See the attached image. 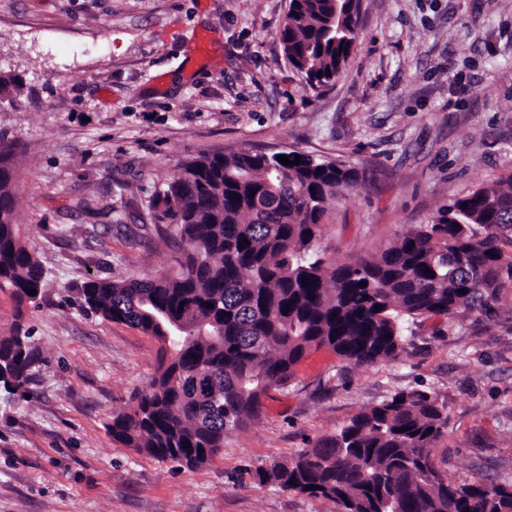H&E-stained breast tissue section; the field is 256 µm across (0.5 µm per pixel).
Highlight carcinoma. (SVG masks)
<instances>
[{
  "instance_id": "obj_1",
  "label": "carcinoma",
  "mask_w": 512,
  "mask_h": 512,
  "mask_svg": "<svg viewBox=\"0 0 512 512\" xmlns=\"http://www.w3.org/2000/svg\"><path fill=\"white\" fill-rule=\"evenodd\" d=\"M358 15L359 0H289L280 41L310 89L333 85L343 71ZM22 89V79L0 74V96ZM17 153L0 132V289L37 307L46 272L16 222ZM286 157L300 164L260 151L185 162L150 217L156 231L186 245L179 270L90 276L78 288L84 309L164 343L150 390L108 426L125 447L198 468L313 350L328 347L358 365L385 362L405 350L407 323L455 320L512 286V176L479 184L377 256L338 265L318 239L327 202L357 173L295 150ZM33 365L29 330L18 324L0 338V387L25 390ZM447 427L446 403L435 393L399 391L256 475L330 500L337 512H512V487L483 477L452 482L437 469L433 449Z\"/></svg>"
}]
</instances>
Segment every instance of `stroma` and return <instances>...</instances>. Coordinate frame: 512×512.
<instances>
[{"label": "stroma", "mask_w": 512, "mask_h": 512, "mask_svg": "<svg viewBox=\"0 0 512 512\" xmlns=\"http://www.w3.org/2000/svg\"><path fill=\"white\" fill-rule=\"evenodd\" d=\"M288 0H0V100L19 145L16 220L46 281L39 306L0 290V337L29 330L27 396L0 392V512H336L262 484L286 461L398 390L445 401L433 450L450 480L512 486V288L459 320L415 319L397 359L311 353L259 418L188 470L114 441L113 415L158 372L160 342L80 310L88 275L166 272L176 250L141 219L180 164L295 150L360 175L327 205L320 248L377 255L475 185L512 175V0H360L359 40L336 83L288 64ZM205 30L211 58L186 47ZM112 208L93 219L80 200Z\"/></svg>", "instance_id": "35a3bbf8"}]
</instances>
